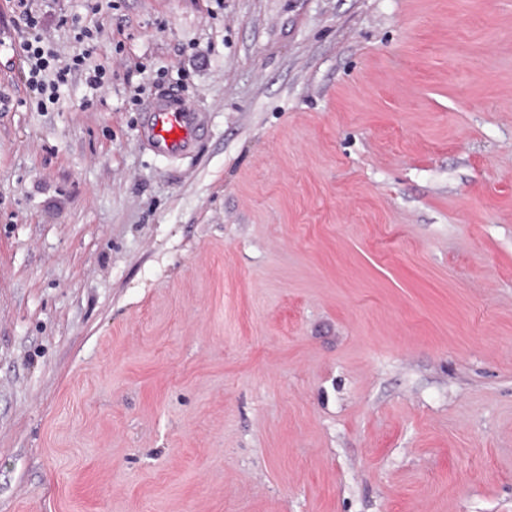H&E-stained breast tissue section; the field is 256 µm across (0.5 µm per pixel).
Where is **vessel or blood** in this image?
<instances>
[{
	"label": "vessel or blood",
	"mask_w": 512,
	"mask_h": 512,
	"mask_svg": "<svg viewBox=\"0 0 512 512\" xmlns=\"http://www.w3.org/2000/svg\"><path fill=\"white\" fill-rule=\"evenodd\" d=\"M206 134L202 112L172 88L157 89L144 103L141 141L153 152L182 157L195 152Z\"/></svg>",
	"instance_id": "vessel-or-blood-1"
}]
</instances>
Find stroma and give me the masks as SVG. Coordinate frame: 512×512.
I'll return each mask as SVG.
<instances>
[{"label":"stroma","instance_id":"1","mask_svg":"<svg viewBox=\"0 0 512 512\" xmlns=\"http://www.w3.org/2000/svg\"><path fill=\"white\" fill-rule=\"evenodd\" d=\"M0 512H512V0H0ZM23 52L29 64L27 82L30 88L37 89L42 93L50 89L48 100L54 104L57 98V93L60 85L68 81V76L72 73L85 71V81L91 88H99L103 84V79L106 76V68L101 64L94 67L87 65V59L90 57V52H82L74 55L71 58V63L65 64L60 67L56 74L55 79L48 81L44 78V74L50 67V60H58L57 54L50 48H46L43 40L39 36H35L33 40L27 41L23 46ZM206 134L202 112L173 88L157 89L144 103L141 142L153 152L182 157L195 152Z\"/></svg>","mask_w":512,"mask_h":512}]
</instances>
